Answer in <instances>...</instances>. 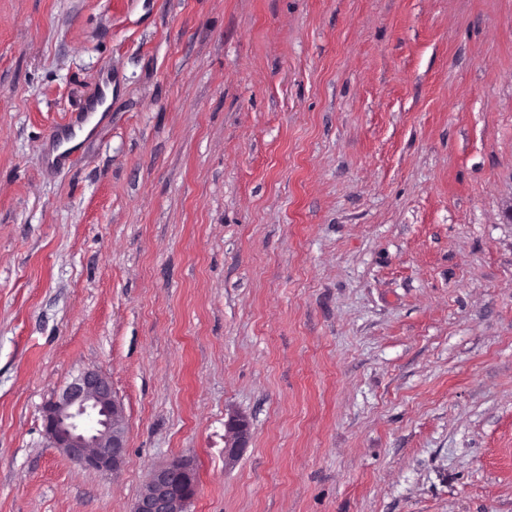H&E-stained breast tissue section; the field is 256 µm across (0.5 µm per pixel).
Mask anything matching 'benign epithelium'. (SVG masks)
<instances>
[{"label":"benign epithelium","mask_w":512,"mask_h":512,"mask_svg":"<svg viewBox=\"0 0 512 512\" xmlns=\"http://www.w3.org/2000/svg\"><path fill=\"white\" fill-rule=\"evenodd\" d=\"M44 432L52 447L82 470L118 473L127 455L128 419L109 378L97 369L80 374L61 396L45 404ZM247 420L225 423V452L236 456L250 440ZM199 490L194 461L177 456L154 467L132 512H188Z\"/></svg>","instance_id":"1"}]
</instances>
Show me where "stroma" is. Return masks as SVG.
<instances>
[{"instance_id": "1", "label": "stroma", "mask_w": 512, "mask_h": 512, "mask_svg": "<svg viewBox=\"0 0 512 512\" xmlns=\"http://www.w3.org/2000/svg\"><path fill=\"white\" fill-rule=\"evenodd\" d=\"M88 368L116 477L44 435ZM176 456L189 512H512V0H0V512ZM250 425L247 420L233 417L225 423V452L228 457H235L250 440Z\"/></svg>"}]
</instances>
